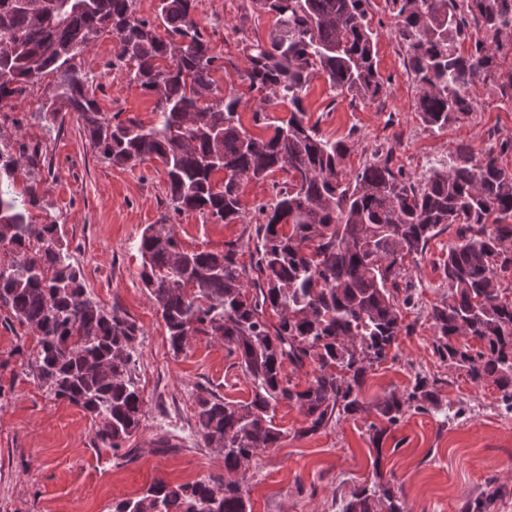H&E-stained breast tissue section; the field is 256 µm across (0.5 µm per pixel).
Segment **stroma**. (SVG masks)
I'll use <instances>...</instances> for the list:
<instances>
[{
  "label": "stroma",
  "instance_id": "1",
  "mask_svg": "<svg viewBox=\"0 0 512 512\" xmlns=\"http://www.w3.org/2000/svg\"><path fill=\"white\" fill-rule=\"evenodd\" d=\"M367 11L377 34L380 96L358 103L331 92L317 76L304 97L307 117L321 134L351 145L343 163L347 174L388 150L394 166L419 180L447 162L458 145L480 159L512 136V106L481 80L471 89L480 111L443 130L426 129L387 0H369ZM195 17L213 52L224 59L225 69L216 75L219 87L252 101L242 77L240 42L265 38L272 17L256 15L250 0H197ZM112 58V38L104 34L77 61L101 112L149 121L154 97L113 67ZM46 97L33 88L0 104V135L38 146L40 206L34 216L57 217L93 300L139 326L133 358L144 415L127 450L103 451L90 418L34 378L28 358L35 335L0 305V512H112L113 505L140 497L156 479L183 484L223 475V455L196 433L195 400L208 392L246 402L252 387L221 341L199 336L182 354H173L161 315L139 279L142 231L170 215L162 165L155 160L132 169L112 165L93 146L77 113L45 117ZM170 217L183 249L217 251L233 242L241 262L249 263L253 223H206L195 212ZM455 239V229H448L429 242L425 254L407 260L416 306L403 317L413 331L399 336L387 358L369 367L360 395L364 412L341 416L310 434L298 406H277L274 422L283 439L245 468L251 512H341L354 492L379 481L400 495L405 512H467L492 485L502 491L495 512H512V413L502 410L493 381L472 382L434 350L429 313L448 298L439 263ZM419 376L437 380L444 410L458 411V418L408 413L381 447H374L369 425L376 419L375 402L412 388Z\"/></svg>",
  "mask_w": 512,
  "mask_h": 512
}]
</instances>
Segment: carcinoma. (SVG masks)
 Returning <instances> with one entry per match:
<instances>
[{
    "mask_svg": "<svg viewBox=\"0 0 512 512\" xmlns=\"http://www.w3.org/2000/svg\"><path fill=\"white\" fill-rule=\"evenodd\" d=\"M396 38L417 84L416 111L432 131L475 111L468 90L479 79L512 102V69L499 58L512 51V0H387ZM270 14L267 39L242 43L243 77L256 92L254 122L273 129L256 137L241 123V95L222 92L213 74L223 68L195 18L196 0H159L156 19L137 16L136 0H0V36L13 42L0 55V103L22 96L35 80L56 83L43 105L76 112L93 145L112 165L160 162L173 213L197 212L217 224L244 221L243 181L277 171L257 208L250 266L238 246L186 251L175 233L162 240L152 226L140 237V280L155 302L174 354L186 333L224 341L253 386L247 402L197 396V433L218 444L224 468L237 472L284 432L274 424L282 401L297 405L309 425L364 410L359 399L367 364L388 355L410 333L402 310L415 306L405 259L417 258L441 230L457 225V241L442 261L448 300L432 309L435 351L474 382L494 378L512 410V301L499 273L512 268V172L494 153L477 160L460 145L448 167L419 182L392 165L391 153L370 160L352 177L342 164L351 146L329 140L306 121L303 96L319 74L330 90L363 102L384 88L375 63L376 35L367 0H251ZM109 33L114 58L129 81L156 99L148 123L106 118L76 66L91 42ZM290 115H272L279 106ZM26 144L0 145V303L36 332L32 372L58 399L81 408L104 449L116 451L136 435L144 400L131 375L138 326L87 295L57 220L33 228L40 180ZM27 162L30 185L14 189ZM224 178L215 180V174ZM256 278L249 279L250 273ZM276 317L277 322L270 321ZM465 341H459V338ZM313 368L299 390L284 364ZM441 410L435 383L416 379L374 405L370 424L379 445L406 413ZM250 512L244 484L222 476L172 485L154 481L113 512ZM342 512H405L380 483L353 493Z\"/></svg>",
    "mask_w": 512,
    "mask_h": 512,
    "instance_id": "obj_1",
    "label": "carcinoma"
}]
</instances>
